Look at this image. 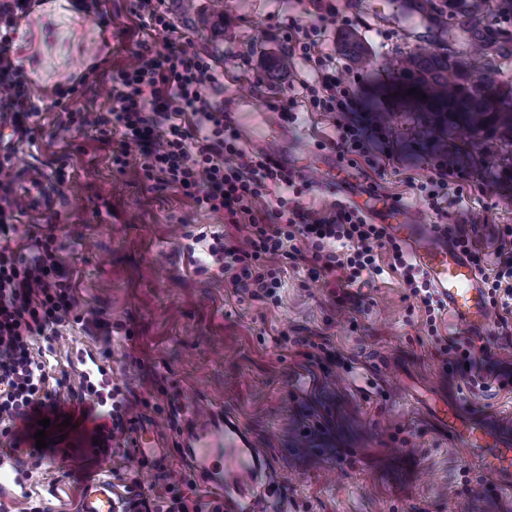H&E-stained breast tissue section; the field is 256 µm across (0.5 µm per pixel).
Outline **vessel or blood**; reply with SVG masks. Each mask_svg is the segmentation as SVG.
Returning a JSON list of instances; mask_svg holds the SVG:
<instances>
[{"mask_svg": "<svg viewBox=\"0 0 512 512\" xmlns=\"http://www.w3.org/2000/svg\"><path fill=\"white\" fill-rule=\"evenodd\" d=\"M347 202L377 216L410 250L437 297L466 333H485L491 322L487 290L477 268L448 238L442 225L420 223L407 204L380 193L351 196ZM433 412L462 447L481 449L489 474L512 476V444L498 443L481 424L462 422L448 405H435ZM182 446L194 474L220 493L227 512H250L253 499L270 501L283 495L269 460L230 414L212 409L201 416L190 415ZM132 448L137 460L143 461L160 456L164 444L154 432L143 430ZM80 512H121L111 479L103 477L86 487Z\"/></svg>", "mask_w": 512, "mask_h": 512, "instance_id": "1", "label": "vessel or blood"}]
</instances>
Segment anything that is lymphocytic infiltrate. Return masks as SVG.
Wrapping results in <instances>:
<instances>
[{"mask_svg": "<svg viewBox=\"0 0 512 512\" xmlns=\"http://www.w3.org/2000/svg\"><path fill=\"white\" fill-rule=\"evenodd\" d=\"M31 0H0V90L10 100L0 111V125L13 135L33 139L41 112L68 115L71 124L94 127L101 140L113 142L112 163L124 169L137 160L144 181L153 187L181 191L200 209L220 212L228 224L245 225L243 244L231 245L213 235L210 256L236 291L263 299L276 296L286 266L307 264L316 277L353 285L363 274L382 275L378 250H387L389 269L399 273L410 298L425 310L430 333H437L443 308L424 273L405 247L390 237L383 225L366 214L336 202L321 216L301 201L314 181L299 171L275 163L262 150L249 147L233 122L216 111L210 91L216 82L209 56L180 41L166 0H133L131 13L139 28L163 36L165 53L153 43H139L131 64L112 71L107 95L108 112L90 114L71 108L74 88L57 90L50 102L31 99L23 69L12 56L11 34L27 16ZM315 30L297 25L288 37L289 52L300 57L313 76L300 80L299 96L314 112L334 116L336 135L323 148L336 156L338 167L365 162L382 170L394 162L392 140L386 128L363 118L365 105L357 84L342 82L328 65L314 37ZM428 176L420 186L429 209L441 211L451 188L465 173L448 158L447 150L431 153ZM12 166L0 161V430L11 451L36 455L34 434L41 419H49L48 437H55L63 422L92 423V455L107 454L124 431L126 407L117 390L86 386L78 405L67 406L61 396L65 378H51L42 356L34 355L31 340L51 337L68 323L76 307L72 284L53 238H46L37 256L20 261L9 242L17 231L11 219L21 204L11 192ZM292 191L286 201L284 191ZM457 248L476 267L484 261L472 250V237L462 228H449ZM501 259L482 278L493 307L502 309L499 333L512 335V227H506L499 246Z\"/></svg>", "mask_w": 512, "mask_h": 512, "instance_id": "lymphocytic-infiltrate-1", "label": "lymphocytic infiltrate"}]
</instances>
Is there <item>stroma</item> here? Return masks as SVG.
<instances>
[{
    "mask_svg": "<svg viewBox=\"0 0 512 512\" xmlns=\"http://www.w3.org/2000/svg\"><path fill=\"white\" fill-rule=\"evenodd\" d=\"M349 27L321 22L318 39L337 76L362 78L383 116L404 164L377 172L348 169L360 185L402 198L429 224L466 229L487 268H494L498 239L512 226V151L484 137L466 145L432 135L422 113L395 94L386 69L396 55L435 46L431 24L408 16L390 0H330ZM132 0H101V12L77 13L68 29L43 37L37 12L22 19L12 50L34 99L78 86L73 108L107 111L111 70L131 62L142 37L130 13ZM169 13L190 47L210 56L218 72L215 109L242 113L239 126L257 149L281 147L292 169L314 173L318 144L332 136L326 112L298 109L287 133L264 118L266 99L292 97L301 59L288 57V32L315 20L311 0H167ZM366 47L370 66L351 62L340 47L344 31ZM35 142L0 136L10 155L13 192L29 204L33 177H54L66 162L69 180L49 209H24L10 242L20 260L33 258L48 220H55L58 255L73 284L77 307L51 347L54 375H66L68 399L84 381L76 357L93 351L120 390L130 418L155 425L167 441L164 457L131 464L125 440L106 456L47 453L15 460L0 434V464L12 481L0 487V512H79L83 490L109 474L116 493L164 512L171 498L190 490L202 512H222L224 501L199 485L179 444L181 425L196 408L231 410L267 453L283 483L274 512H512V482L483 469L432 417L436 399L512 439V345L489 326L484 341L495 356L483 387L450 367L442 340H461L448 314L430 337L426 313L409 299L394 274L363 278L349 288L313 278L307 267L289 269L273 299L235 292L215 266L198 268L207 237L226 234L241 243L244 227L197 209L171 189H156L136 164L112 165V147L93 129H76L65 113H41ZM469 154V177L446 214L428 210L417 189L427 174L422 160L436 144Z\"/></svg>",
    "mask_w": 512,
    "mask_h": 512,
    "instance_id": "1",
    "label": "stroma"
}]
</instances>
